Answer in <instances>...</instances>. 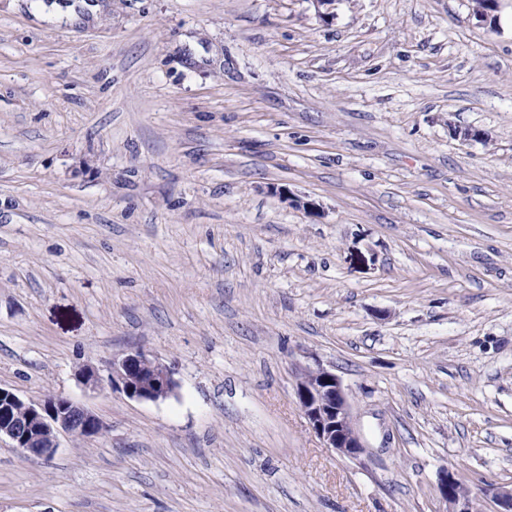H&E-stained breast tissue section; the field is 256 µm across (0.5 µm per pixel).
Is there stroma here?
Instances as JSON below:
<instances>
[{"instance_id":"stroma-1","label":"stroma","mask_w":512,"mask_h":512,"mask_svg":"<svg viewBox=\"0 0 512 512\" xmlns=\"http://www.w3.org/2000/svg\"><path fill=\"white\" fill-rule=\"evenodd\" d=\"M0 0V512H448L512 487V0ZM482 129L465 143L454 128ZM314 200L311 217L278 193ZM140 349L175 394L92 391ZM342 381L361 461L301 368ZM296 395L311 429L323 446L341 457L360 460L365 446L353 427L340 378L320 365L305 368L299 374ZM104 431V423L93 411L67 396L53 395L30 403L0 386V439L9 438L27 456H53L60 433L91 438ZM460 475L457 470L444 466L439 472L438 491L441 497L447 501L453 508L448 512H479L476 497L470 495V492L460 491L455 486L460 484Z\"/></svg>"}]
</instances>
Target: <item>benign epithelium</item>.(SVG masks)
I'll use <instances>...</instances> for the list:
<instances>
[{
	"label": "benign epithelium",
	"instance_id": "1",
	"mask_svg": "<svg viewBox=\"0 0 512 512\" xmlns=\"http://www.w3.org/2000/svg\"><path fill=\"white\" fill-rule=\"evenodd\" d=\"M76 378L88 389L109 388L144 402L163 401L177 388L171 368L141 350L112 359L105 379L88 364L78 369ZM296 395L311 429L323 446L341 457L360 460L365 446L353 427L340 378L320 365L305 368L299 374ZM104 431V423L93 411L67 396L53 395L39 403H30L13 390L0 386V438H9L14 447L27 456H53L60 433L91 438ZM459 483L456 470L447 466L441 468L438 491L452 506L450 512H479L478 499L467 491L456 489ZM482 494L496 503L495 512H512V488H488Z\"/></svg>",
	"mask_w": 512,
	"mask_h": 512
}]
</instances>
